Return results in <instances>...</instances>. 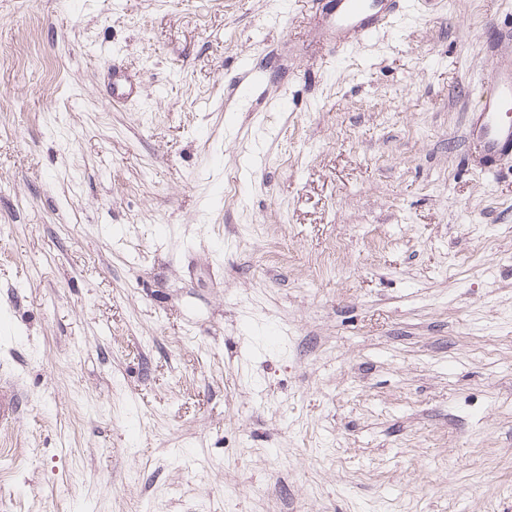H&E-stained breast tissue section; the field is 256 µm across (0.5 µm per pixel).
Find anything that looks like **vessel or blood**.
<instances>
[{"label": "vessel or blood", "mask_w": 512, "mask_h": 512, "mask_svg": "<svg viewBox=\"0 0 512 512\" xmlns=\"http://www.w3.org/2000/svg\"><path fill=\"white\" fill-rule=\"evenodd\" d=\"M407 7L406 0H331L327 23L335 28L337 48L345 39L374 36ZM468 137L479 151L485 170L512 157V68L498 70L474 106Z\"/></svg>", "instance_id": "obj_1"}]
</instances>
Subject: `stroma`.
<instances>
[{"label":"stroma","mask_w":512,"mask_h":512,"mask_svg":"<svg viewBox=\"0 0 512 512\" xmlns=\"http://www.w3.org/2000/svg\"><path fill=\"white\" fill-rule=\"evenodd\" d=\"M511 23L0 0V512H512ZM327 24L336 28V53L348 45L342 39H367L391 24L407 8L405 0H328ZM512 68L498 70L480 95L468 137L491 171L502 157H512Z\"/></svg>","instance_id":"1"}]
</instances>
